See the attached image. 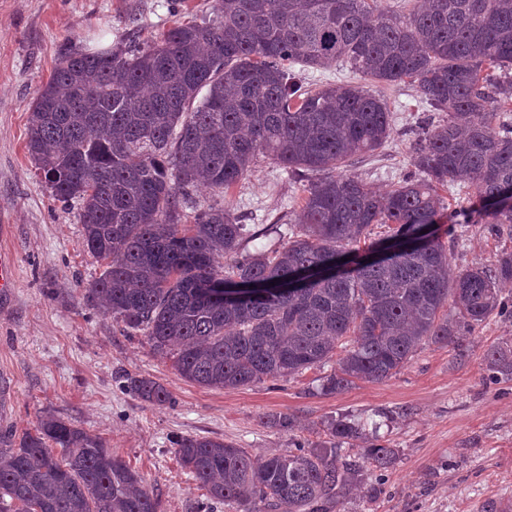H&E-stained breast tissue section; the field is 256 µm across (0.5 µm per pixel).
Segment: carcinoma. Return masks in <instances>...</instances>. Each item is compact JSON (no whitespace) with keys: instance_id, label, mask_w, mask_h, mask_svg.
Returning a JSON list of instances; mask_svg holds the SVG:
<instances>
[{"instance_id":"obj_1","label":"carcinoma","mask_w":512,"mask_h":512,"mask_svg":"<svg viewBox=\"0 0 512 512\" xmlns=\"http://www.w3.org/2000/svg\"><path fill=\"white\" fill-rule=\"evenodd\" d=\"M215 19L176 22L151 43L64 49L35 91L26 148L54 198L83 204L87 250L103 262L86 304L144 332L185 379L237 388L331 366L320 392L396 375L424 343L450 346L509 312L512 252L454 271L440 191L465 175L479 217L512 223V0H218ZM340 65L360 83L311 84L296 67ZM411 83L444 119L422 122L415 171L383 196L347 163L381 148L391 112L369 83ZM267 161L306 182L288 234L258 233L189 189L225 193ZM193 223L185 224L187 211ZM381 232L374 234V229ZM428 230V235L421 234ZM277 241L255 252L245 242ZM383 248L388 256L369 262ZM490 379L512 380L491 347ZM125 387L158 406L160 383ZM324 439L257 458L219 438L174 452L205 490L195 512L264 503L335 512L359 481L382 494L398 449L346 417ZM0 512H159L144 478L103 441L46 413L0 448Z\"/></svg>"}]
</instances>
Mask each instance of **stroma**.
Wrapping results in <instances>:
<instances>
[{
  "label": "stroma",
  "instance_id": "obj_1",
  "mask_svg": "<svg viewBox=\"0 0 512 512\" xmlns=\"http://www.w3.org/2000/svg\"><path fill=\"white\" fill-rule=\"evenodd\" d=\"M216 0H0V252L16 268V288L0 301V428L33 430L50 412L102 439L159 495V512H193L202 492L173 450L182 436L220 438L261 457L317 442L325 421L348 417L378 429L399 451L385 491L370 500L353 492L341 512H512V381L490 383L484 361L493 346L512 350V317L492 315L458 345L426 343L396 376L318 393L320 371L237 388L203 387L183 378L172 356L154 351L143 332L122 334L90 309L85 287L101 272L83 241L79 202L54 199L25 149L35 91L64 47L125 40L130 18L140 39L175 20L215 15ZM392 131L351 170L384 191L413 169L412 132L426 114L416 88L382 85ZM199 207L228 206L244 223L267 225L297 208L303 186L261 161L229 194L192 192ZM490 235L481 219L460 224L448 245L453 269L490 264L512 251V224ZM162 384L173 402L146 403L121 375ZM288 415L295 427L271 426Z\"/></svg>",
  "mask_w": 512,
  "mask_h": 512
}]
</instances>
